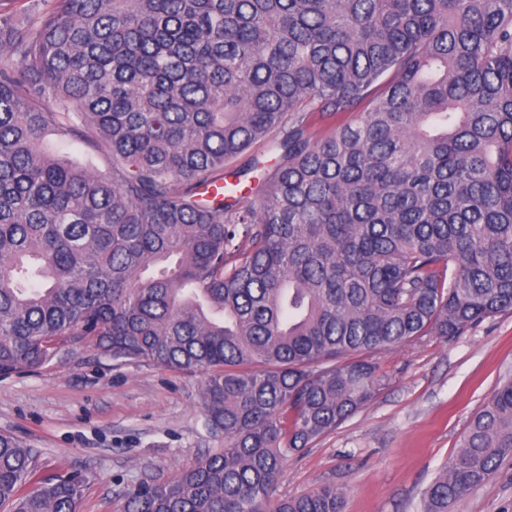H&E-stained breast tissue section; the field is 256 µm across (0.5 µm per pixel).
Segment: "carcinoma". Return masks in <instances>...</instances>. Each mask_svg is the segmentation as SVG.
<instances>
[{"label": "carcinoma", "instance_id": "1", "mask_svg": "<svg viewBox=\"0 0 512 512\" xmlns=\"http://www.w3.org/2000/svg\"><path fill=\"white\" fill-rule=\"evenodd\" d=\"M261 141L242 204L260 160L229 193L224 168ZM511 311L512 0H0V374L65 342L201 371L224 437L124 512H342L275 488L383 388L370 357ZM507 459L512 381L424 512ZM83 484L0 434L9 512H80Z\"/></svg>", "mask_w": 512, "mask_h": 512}]
</instances>
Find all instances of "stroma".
Listing matches in <instances>:
<instances>
[{
    "label": "stroma",
    "mask_w": 512,
    "mask_h": 512,
    "mask_svg": "<svg viewBox=\"0 0 512 512\" xmlns=\"http://www.w3.org/2000/svg\"><path fill=\"white\" fill-rule=\"evenodd\" d=\"M376 362L385 388L289 457L276 497L333 485L344 512H422L426 488L448 466L472 417L512 380V313L447 340L423 337ZM204 381L152 364L118 365L68 343L42 369L0 377V433L37 450L42 474L81 473V512H122L120 488L171 480L223 447L202 426ZM452 512H512V464Z\"/></svg>",
    "instance_id": "1"
}]
</instances>
